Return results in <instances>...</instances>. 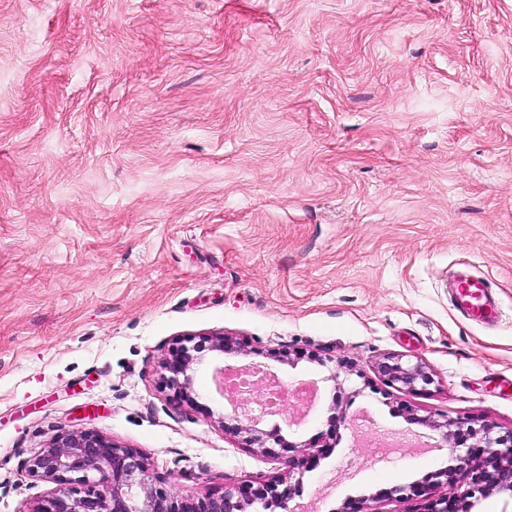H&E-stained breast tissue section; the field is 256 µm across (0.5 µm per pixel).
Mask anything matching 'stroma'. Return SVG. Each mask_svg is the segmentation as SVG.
I'll return each instance as SVG.
<instances>
[{
    "instance_id": "1",
    "label": "stroma",
    "mask_w": 512,
    "mask_h": 512,
    "mask_svg": "<svg viewBox=\"0 0 512 512\" xmlns=\"http://www.w3.org/2000/svg\"><path fill=\"white\" fill-rule=\"evenodd\" d=\"M460 264L496 326L452 308ZM215 332L170 401L165 358ZM250 363L318 387L262 421L275 460L220 425L216 368ZM460 418L512 429V0H0V512L76 430L180 499L298 478L291 512H422L393 491L446 493ZM377 368L388 385L409 392L425 390L434 382L433 374L422 363L403 362L401 355L386 357Z\"/></svg>"
}]
</instances>
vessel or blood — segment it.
Segmentation results:
<instances>
[{
  "label": "vessel or blood",
  "instance_id": "vessel-or-blood-1",
  "mask_svg": "<svg viewBox=\"0 0 512 512\" xmlns=\"http://www.w3.org/2000/svg\"><path fill=\"white\" fill-rule=\"evenodd\" d=\"M448 297L454 308L471 323L491 326L501 315L494 290L486 277L466 271L450 274Z\"/></svg>",
  "mask_w": 512,
  "mask_h": 512
}]
</instances>
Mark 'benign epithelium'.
<instances>
[{
    "mask_svg": "<svg viewBox=\"0 0 512 512\" xmlns=\"http://www.w3.org/2000/svg\"><path fill=\"white\" fill-rule=\"evenodd\" d=\"M204 357L189 353L175 355L166 361L172 374L169 382L173 398H189L193 386V366ZM378 373L392 386L414 392L422 391L434 382L433 374L421 363L403 361L401 355H391L378 364ZM269 393L264 386L254 397L256 406H233L234 424L227 430L247 434V442L267 449L276 458L274 447H284L279 435L268 433L259 424L269 415L260 399ZM442 440L450 448L455 465L434 474L445 478L450 491L425 506V512H471L475 502L488 493L496 492L512 500V430L494 432V425L479 427L462 421L447 420ZM474 440L471 450L460 452L468 440ZM25 472L39 481L53 482L59 488L45 496L32 512H249L259 505L277 507L290 512L289 501L300 483L283 485L281 480L256 481L245 487L226 486L220 493L209 494L197 501L178 500L157 486L159 478L151 473L140 452L123 448L103 435L89 430L68 431L57 436L46 448L27 459ZM98 475L102 489L80 490L90 483L89 475ZM466 478V489L458 491L456 475Z\"/></svg>",
    "mask_w": 512,
    "mask_h": 512,
    "instance_id": "benign-epithelium-1",
    "label": "benign epithelium"
}]
</instances>
